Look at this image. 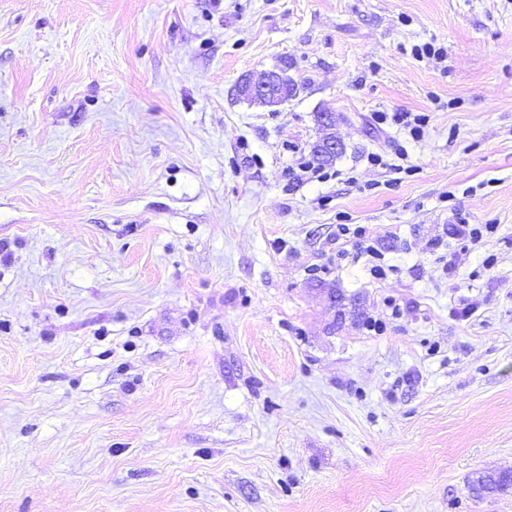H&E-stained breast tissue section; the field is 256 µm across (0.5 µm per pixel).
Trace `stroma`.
<instances>
[{"label": "stroma", "mask_w": 512, "mask_h": 512, "mask_svg": "<svg viewBox=\"0 0 512 512\" xmlns=\"http://www.w3.org/2000/svg\"><path fill=\"white\" fill-rule=\"evenodd\" d=\"M502 470L512 0H0V512H512ZM294 91L293 82L284 75L269 71L248 75L235 86L238 97L275 106L287 100ZM318 148L324 155H335L342 150L341 141L337 140L335 136L323 138L320 142H316L311 150V162L318 167H325L331 165L336 159L335 157L322 158L318 156L316 148ZM350 226L352 224H336L337 236L349 237L357 255H367L371 258V275L375 279H385L394 266L386 264L385 256L373 245L372 237L367 234L365 227L358 225L351 228ZM495 230L494 224H451L449 232L454 239L464 243L481 239L483 231L492 233ZM510 474V475H509ZM472 489L477 492H508L512 488L511 472H483L472 481Z\"/></svg>", "instance_id": "1"}]
</instances>
